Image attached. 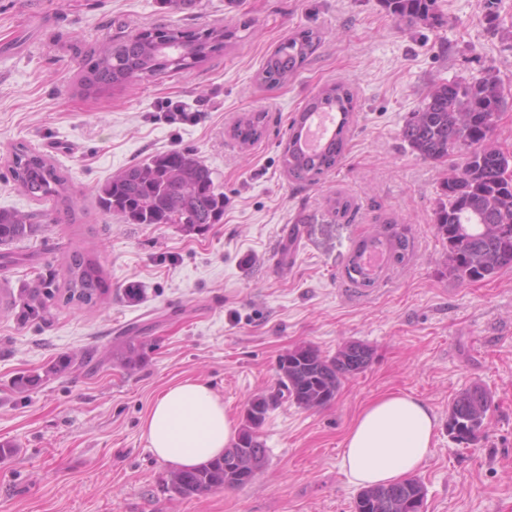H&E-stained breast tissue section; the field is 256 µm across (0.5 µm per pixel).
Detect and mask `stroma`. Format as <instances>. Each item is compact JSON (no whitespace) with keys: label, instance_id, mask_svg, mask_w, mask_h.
<instances>
[{"label":"stroma","instance_id":"35a3bbf8","mask_svg":"<svg viewBox=\"0 0 512 512\" xmlns=\"http://www.w3.org/2000/svg\"><path fill=\"white\" fill-rule=\"evenodd\" d=\"M221 25L235 38L182 73L97 94L78 75L126 35ZM320 41L288 82L257 74L285 39ZM494 72L506 105L492 142L512 154V0H437L429 26L397 20L382 0H0V208L42 212L41 233L12 245L0 269V512H353L358 490L341 473L344 436L387 392L425 400L438 417L435 445L417 473L425 512H512V269L461 283L444 272L436 233L443 183L458 156L425 160L401 130L429 90ZM341 83L354 110L344 155L314 184L290 178L283 151L292 119ZM195 111L168 124L166 101ZM265 115L261 137H234L238 120ZM48 155L68 178L77 222L52 201L29 199L10 174L15 146ZM195 153L224 194V216L203 234L176 224H130L102 211L98 189L126 167L169 150ZM350 204L346 216L334 198ZM408 225L409 258L369 287L346 276L356 245L383 219ZM77 249L97 256L110 290L97 305L47 300L24 323L11 302L41 278L62 285ZM140 288L139 301L125 297ZM135 328L142 366L113 355ZM369 345L368 368L329 406L280 397L259 430L267 462L244 487L183 497L142 437L153 400L184 380L209 383L234 420L254 395L279 391V357L299 344L334 355ZM95 350L24 394L22 374ZM484 384L494 404L480 439L448 435L458 392Z\"/></svg>","mask_w":512,"mask_h":512}]
</instances>
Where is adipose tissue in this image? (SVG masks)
<instances>
[{
    "mask_svg": "<svg viewBox=\"0 0 512 512\" xmlns=\"http://www.w3.org/2000/svg\"><path fill=\"white\" fill-rule=\"evenodd\" d=\"M437 418L422 399L389 392L365 405L343 441L340 469L356 487L389 485L420 469L433 447ZM238 428L212 387L187 380L154 401L142 427L162 463L191 469L223 455Z\"/></svg>",
    "mask_w": 512,
    "mask_h": 512,
    "instance_id": "adipose-tissue-1",
    "label": "adipose tissue"
}]
</instances>
